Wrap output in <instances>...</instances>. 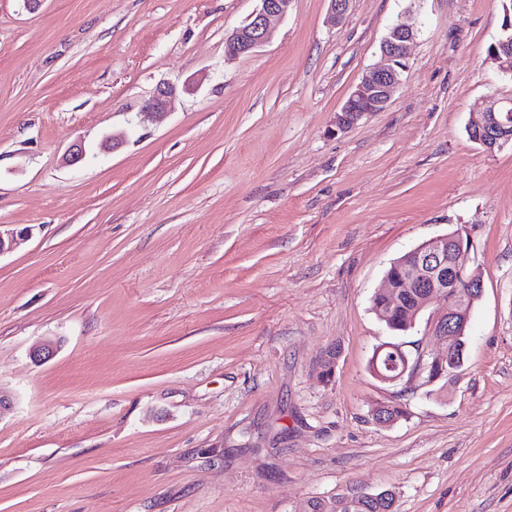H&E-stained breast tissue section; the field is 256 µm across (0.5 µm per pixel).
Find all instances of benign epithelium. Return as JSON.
<instances>
[{
  "label": "benign epithelium",
  "mask_w": 512,
  "mask_h": 512,
  "mask_svg": "<svg viewBox=\"0 0 512 512\" xmlns=\"http://www.w3.org/2000/svg\"><path fill=\"white\" fill-rule=\"evenodd\" d=\"M260 7L245 23L235 28L225 39L226 55L240 57L269 43L274 37L271 21L288 14L292 0H259ZM501 32L507 39L499 42V48L489 52L500 71H512V58L507 48L512 43V14L506 13ZM417 36L412 25L393 27L382 42L381 51L385 63L367 71L354 86L347 100L336 113V128L345 130L364 116L382 111L389 103L394 90L401 83L406 67V48ZM176 97L175 88L163 85L157 88L139 112L145 121L164 111ZM470 139L492 152L512 144V100L493 98L486 106L473 113L468 125ZM27 227L0 231V255L11 251L17 241L27 237ZM473 240H465L463 232L456 231L423 243L411 250L398 268L402 287L412 289L413 307L410 320L429 306L433 299L442 301V309L433 316L432 335L448 346V354L463 353L465 328L470 320L474 303L483 295L484 285L479 273L471 268L470 253ZM456 289L460 298L452 303L450 290ZM447 369V360L436 352L425 349L415 360L404 359L401 365L386 364V372H377L384 383H396L409 377L413 380L423 375L441 376Z\"/></svg>",
  "instance_id": "obj_1"
}]
</instances>
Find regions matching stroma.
<instances>
[{"mask_svg":"<svg viewBox=\"0 0 512 512\" xmlns=\"http://www.w3.org/2000/svg\"><path fill=\"white\" fill-rule=\"evenodd\" d=\"M0 0V512H298L354 490L399 512H512V145L471 110L512 98L501 0ZM388 106L337 130L398 24ZM163 83L173 107L137 114ZM125 134L104 152L106 135ZM86 160L63 162L73 143ZM470 233L484 281L463 367L385 384L370 309L390 263ZM44 341L56 355L34 362ZM402 404L389 427L376 403ZM259 2L260 7L245 23L235 28L226 37L227 56H245L271 42L274 37L272 19L286 16L292 5V0H259ZM501 32L507 35L506 40H501L499 42L498 47H501L502 51H499L496 48H493L492 51H489L491 49L490 46L488 49V56L497 64L500 71H502L503 73H510L512 70V58L509 57L507 48L509 43H512V16L511 13H509L508 11L506 12V18L501 27ZM470 139L487 152L512 144V100L492 98L474 112L468 125Z\"/></svg>","mask_w":512,"mask_h":512,"instance_id":"stroma-1","label":"stroma"}]
</instances>
